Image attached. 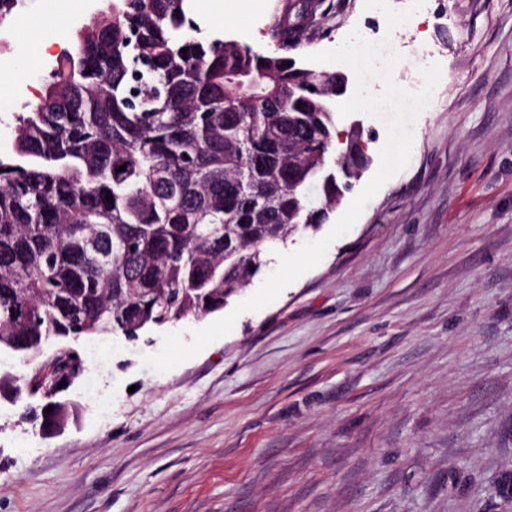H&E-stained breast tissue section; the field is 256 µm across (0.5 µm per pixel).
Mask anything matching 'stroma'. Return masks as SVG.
Masks as SVG:
<instances>
[{"label":"stroma","mask_w":512,"mask_h":512,"mask_svg":"<svg viewBox=\"0 0 512 512\" xmlns=\"http://www.w3.org/2000/svg\"><path fill=\"white\" fill-rule=\"evenodd\" d=\"M284 0H249L225 38L273 54ZM295 58L351 30L389 38L395 82L442 74L408 167L323 260L169 372L143 367L154 328L77 342L64 426L19 424L0 398V512H512V0H425L387 32L364 0H326ZM99 0H23L0 26V155L14 115ZM360 125L376 172L383 122Z\"/></svg>","instance_id":"35a3bbf8"}]
</instances>
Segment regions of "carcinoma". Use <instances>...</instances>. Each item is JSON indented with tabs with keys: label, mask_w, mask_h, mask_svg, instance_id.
Returning a JSON list of instances; mask_svg holds the SVG:
<instances>
[{
	"label": "carcinoma",
	"mask_w": 512,
	"mask_h": 512,
	"mask_svg": "<svg viewBox=\"0 0 512 512\" xmlns=\"http://www.w3.org/2000/svg\"><path fill=\"white\" fill-rule=\"evenodd\" d=\"M193 14V0H102L16 116L0 156V352L30 363L73 336L219 311L357 177L333 157L340 74L202 38ZM303 33L271 27L287 46ZM60 392L34 387L42 403L20 420L61 426Z\"/></svg>",
	"instance_id": "cac0c4a2"
}]
</instances>
